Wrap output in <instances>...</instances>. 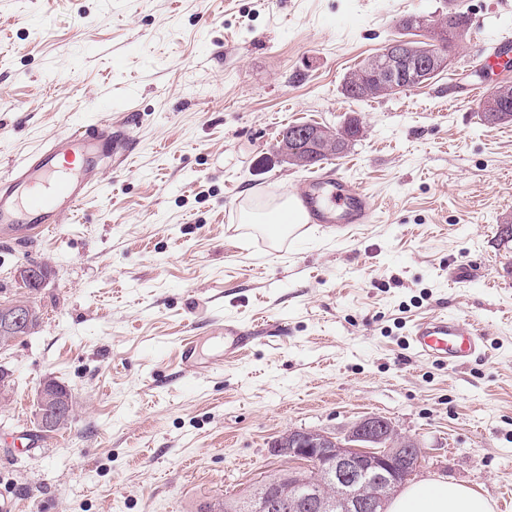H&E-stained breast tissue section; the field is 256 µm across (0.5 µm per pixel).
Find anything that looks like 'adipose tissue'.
Returning a JSON list of instances; mask_svg holds the SVG:
<instances>
[{"instance_id": "1", "label": "adipose tissue", "mask_w": 512, "mask_h": 512, "mask_svg": "<svg viewBox=\"0 0 512 512\" xmlns=\"http://www.w3.org/2000/svg\"><path fill=\"white\" fill-rule=\"evenodd\" d=\"M238 221L259 225L275 236L305 223L306 217L297 200L287 197L270 205L244 206ZM389 512H492V507L487 498L466 486L424 480L397 496Z\"/></svg>"}]
</instances>
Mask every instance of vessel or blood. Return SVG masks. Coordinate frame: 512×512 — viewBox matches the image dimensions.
<instances>
[{"label": "vessel or blood", "instance_id": "b4317fda", "mask_svg": "<svg viewBox=\"0 0 512 512\" xmlns=\"http://www.w3.org/2000/svg\"><path fill=\"white\" fill-rule=\"evenodd\" d=\"M511 60L512 32L507 30L498 33L494 47L479 48L471 56L477 69L499 67ZM131 150L124 129L102 123L55 138L0 178V226L18 234L53 231L60 216L75 212L86 198L101 159L108 157L121 165ZM298 199L311 224L349 229L375 221V209L364 192L330 169L309 178ZM253 341V336L236 325H225L226 360H234ZM410 343L418 357L451 365L489 354L483 331L452 314L415 323Z\"/></svg>", "mask_w": 512, "mask_h": 512}]
</instances>
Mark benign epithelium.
I'll use <instances>...</instances> for the list:
<instances>
[{"instance_id":"7a95c632","label":"benign epithelium","mask_w":512,"mask_h":512,"mask_svg":"<svg viewBox=\"0 0 512 512\" xmlns=\"http://www.w3.org/2000/svg\"><path fill=\"white\" fill-rule=\"evenodd\" d=\"M457 15L431 21L420 15L400 19L405 32L424 31L426 38L415 41L396 37L374 55L350 86L353 94H393L428 84L448 68V44H457L465 29L456 25ZM348 138L326 128L296 129L283 144L291 163L306 166L318 153ZM17 279L41 288L48 273L42 267L21 265ZM38 322L37 308L28 301L0 303V350H6L22 332ZM37 422L45 429L69 424L70 398L52 378L44 379L35 394ZM274 455L288 461V484L298 494L284 497L265 477L257 482L253 497L238 505V512H386L391 498L421 470L423 450L418 441L401 435L382 416H366L342 435L293 428L272 444Z\"/></svg>"}]
</instances>
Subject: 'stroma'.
Listing matches in <instances>:
<instances>
[{
	"instance_id": "obj_1",
	"label": "stroma",
	"mask_w": 512,
	"mask_h": 512,
	"mask_svg": "<svg viewBox=\"0 0 512 512\" xmlns=\"http://www.w3.org/2000/svg\"><path fill=\"white\" fill-rule=\"evenodd\" d=\"M468 14L448 71L356 101L343 82L402 16ZM512 29V0H0V175L50 138L110 121L136 140L124 169L53 232H0V302L32 301L31 335L0 351V499L19 512H198L282 469L291 428L337 433L368 415L416 438L420 479L512 494V123L464 95L469 53ZM363 133L327 159L378 221L304 226L279 250L238 222L246 196L301 191L286 127ZM35 259L51 272L23 288ZM454 313L489 357L418 358L409 330ZM262 333L218 363L224 324ZM203 371L189 377L181 337ZM53 377L73 419L37 431ZM36 448L17 456L18 431ZM28 264L38 265L34 260H30ZM31 265H20L17 268V279L20 280L22 284L27 285L28 288H30L29 285L35 288H41L47 280L48 273L42 267Z\"/></svg>"
}]
</instances>
